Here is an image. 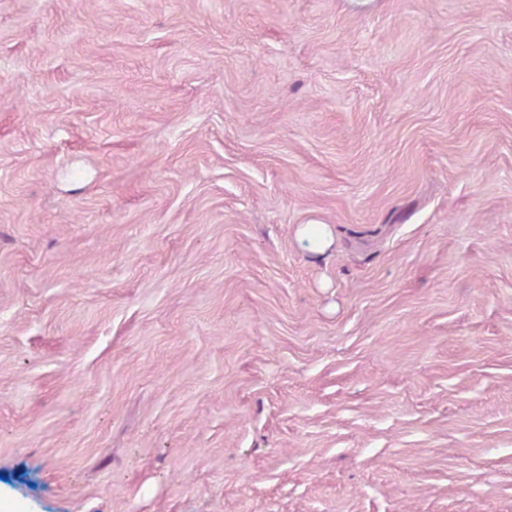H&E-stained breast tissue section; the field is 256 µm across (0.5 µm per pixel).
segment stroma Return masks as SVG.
Listing matches in <instances>:
<instances>
[{
	"label": "stroma",
	"mask_w": 512,
	"mask_h": 512,
	"mask_svg": "<svg viewBox=\"0 0 512 512\" xmlns=\"http://www.w3.org/2000/svg\"><path fill=\"white\" fill-rule=\"evenodd\" d=\"M0 512H512V0H0Z\"/></svg>",
	"instance_id": "1"
}]
</instances>
